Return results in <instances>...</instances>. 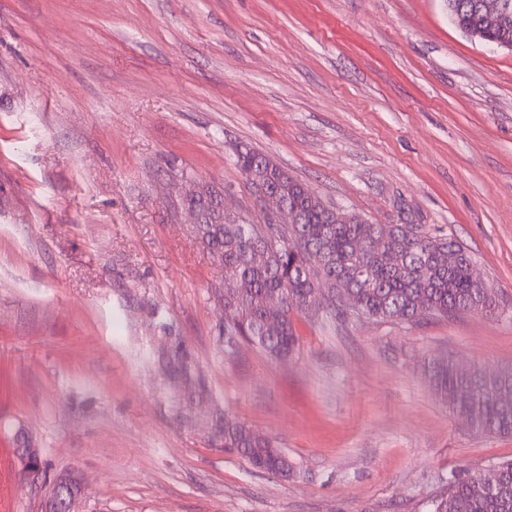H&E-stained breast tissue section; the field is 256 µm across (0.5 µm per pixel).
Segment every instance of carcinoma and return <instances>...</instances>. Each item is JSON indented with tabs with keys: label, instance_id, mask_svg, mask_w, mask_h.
Instances as JSON below:
<instances>
[{
	"label": "carcinoma",
	"instance_id": "carcinoma-1",
	"mask_svg": "<svg viewBox=\"0 0 512 512\" xmlns=\"http://www.w3.org/2000/svg\"><path fill=\"white\" fill-rule=\"evenodd\" d=\"M484 2L452 0L448 17L457 28L476 31L484 24ZM236 162L254 194H278L295 223L274 224L265 215L256 224L222 213L210 193L190 198V207L201 210L196 234L230 284L224 289V335L285 359L297 345L294 316L319 290L331 298L330 319L349 314L416 323L495 309L493 289L472 279L471 256L455 239L418 224H394L385 236L358 212L322 205L309 186L264 154L245 147ZM340 280L348 291L343 303L334 301ZM273 296L282 302L274 317L265 311ZM428 374L437 396L450 411L468 416L476 431L512 434V369L462 374L448 359L433 363ZM224 444L240 450L255 469L281 475L283 459L266 436L226 422ZM494 469V486L484 491L477 489V473L450 478L430 512H512V462Z\"/></svg>",
	"mask_w": 512,
	"mask_h": 512
}]
</instances>
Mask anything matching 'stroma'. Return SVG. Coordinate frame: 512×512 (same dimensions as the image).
Masks as SVG:
<instances>
[{
    "label": "stroma",
    "mask_w": 512,
    "mask_h": 512,
    "mask_svg": "<svg viewBox=\"0 0 512 512\" xmlns=\"http://www.w3.org/2000/svg\"><path fill=\"white\" fill-rule=\"evenodd\" d=\"M245 146L330 205L454 238L496 310L303 314L287 359L227 353L188 198L261 222ZM443 358L512 368V52L445 0H0V512H40L63 471L82 512H427L512 460L437 398ZM228 421L292 474L225 447ZM16 454L23 475L33 480L38 478L43 469L38 450L35 448H16Z\"/></svg>",
    "instance_id": "35a3bbf8"
}]
</instances>
